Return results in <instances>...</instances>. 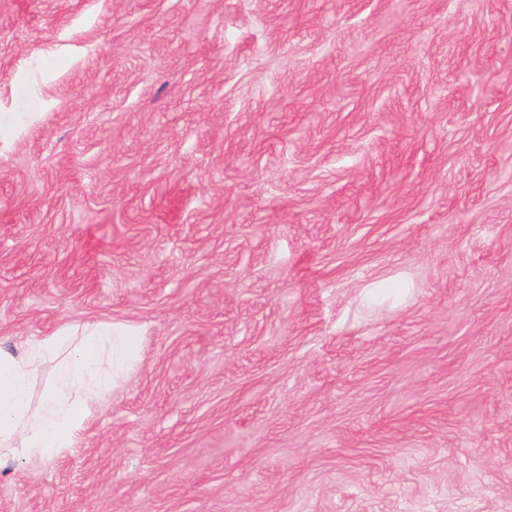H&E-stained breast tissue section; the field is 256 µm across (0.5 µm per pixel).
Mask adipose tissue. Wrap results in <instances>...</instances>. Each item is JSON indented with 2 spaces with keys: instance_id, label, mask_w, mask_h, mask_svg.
<instances>
[{
  "instance_id": "adipose-tissue-1",
  "label": "adipose tissue",
  "mask_w": 512,
  "mask_h": 512,
  "mask_svg": "<svg viewBox=\"0 0 512 512\" xmlns=\"http://www.w3.org/2000/svg\"><path fill=\"white\" fill-rule=\"evenodd\" d=\"M139 346L125 324L65 325L33 341L23 357L0 355V450L31 460L73 447L93 408L136 362ZM47 361L55 364V380L35 405L30 381Z\"/></svg>"
}]
</instances>
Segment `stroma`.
I'll use <instances>...</instances> for the list:
<instances>
[{
	"label": "stroma",
	"instance_id": "obj_1",
	"mask_svg": "<svg viewBox=\"0 0 512 512\" xmlns=\"http://www.w3.org/2000/svg\"><path fill=\"white\" fill-rule=\"evenodd\" d=\"M97 322L0 512H512V0H0V350ZM139 346L131 326L98 323L64 325L20 358L0 354V455L45 459L72 448L92 409L136 362ZM46 361L56 363L55 380L33 406L30 381Z\"/></svg>",
	"mask_w": 512,
	"mask_h": 512
}]
</instances>
